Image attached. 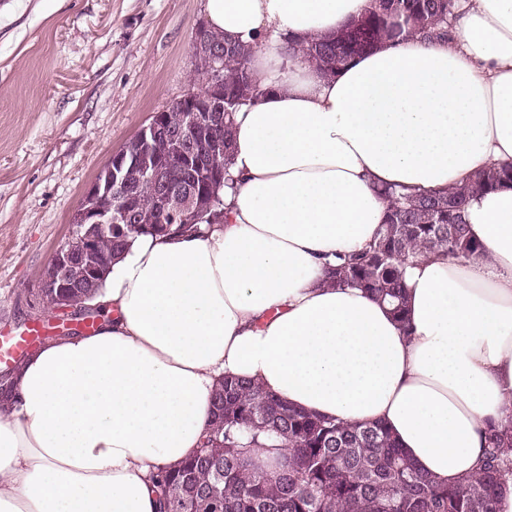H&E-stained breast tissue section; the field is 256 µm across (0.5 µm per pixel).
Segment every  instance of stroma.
I'll use <instances>...</instances> for the list:
<instances>
[{"mask_svg": "<svg viewBox=\"0 0 512 512\" xmlns=\"http://www.w3.org/2000/svg\"><path fill=\"white\" fill-rule=\"evenodd\" d=\"M205 0H0V331L57 335L37 296L84 194L193 82Z\"/></svg>", "mask_w": 512, "mask_h": 512, "instance_id": "1", "label": "stroma"}]
</instances>
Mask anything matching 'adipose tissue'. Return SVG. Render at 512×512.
I'll use <instances>...</instances> for the list:
<instances>
[{"instance_id": "1", "label": "adipose tissue", "mask_w": 512, "mask_h": 512, "mask_svg": "<svg viewBox=\"0 0 512 512\" xmlns=\"http://www.w3.org/2000/svg\"><path fill=\"white\" fill-rule=\"evenodd\" d=\"M372 7L206 0L210 30L260 36L267 91L234 114L224 216L129 239L89 301L98 329L25 360L0 409V512H154L227 375L383 422L440 484L476 472L486 425L512 418V188L468 209L485 258L407 268L406 323L321 280L373 239L379 186L441 189L512 162V0H461L453 40L385 41L335 77L286 54Z\"/></svg>"}]
</instances>
